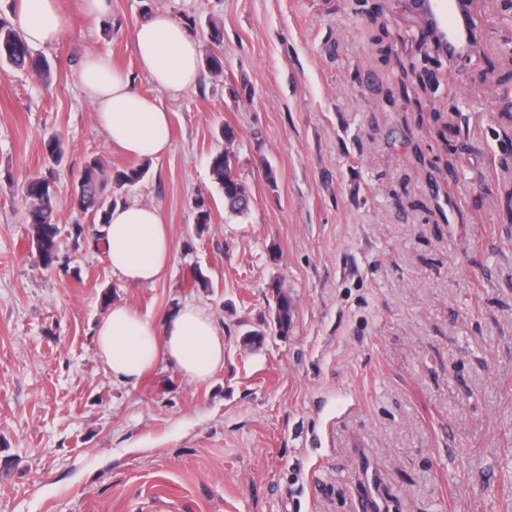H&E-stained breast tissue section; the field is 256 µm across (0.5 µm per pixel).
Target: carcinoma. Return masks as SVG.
I'll return each instance as SVG.
<instances>
[{
	"label": "carcinoma",
	"instance_id": "carcinoma-1",
	"mask_svg": "<svg viewBox=\"0 0 512 512\" xmlns=\"http://www.w3.org/2000/svg\"><path fill=\"white\" fill-rule=\"evenodd\" d=\"M0 64H7L18 70H32L40 75L49 72L47 60L32 57L30 47L23 40L18 28L0 22ZM45 160L49 164L47 174L27 179L23 185L26 202V223L30 227V246L39 253L42 265L51 267L58 259L60 248L58 224L54 220V195L42 192L44 184L53 180L54 168L61 165L66 152L63 138L51 134L43 140ZM231 158L233 155L224 149L212 154L210 171L224 198V208L234 214H243L249 209L250 197L242 181L232 178ZM147 173L143 167L119 170L108 179L103 178L104 170L96 158L88 160L81 175L74 182V190L81 192L80 210L90 212L99 223H107L109 211L115 200L106 193L110 184L122 188L142 180ZM275 331L279 335L288 333L292 322V301L288 295L276 291Z\"/></svg>",
	"mask_w": 512,
	"mask_h": 512
}]
</instances>
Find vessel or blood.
<instances>
[{
    "mask_svg": "<svg viewBox=\"0 0 512 512\" xmlns=\"http://www.w3.org/2000/svg\"><path fill=\"white\" fill-rule=\"evenodd\" d=\"M416 4L427 19L430 44L445 52L449 61H461L475 49L478 38L467 0H416Z\"/></svg>",
    "mask_w": 512,
    "mask_h": 512,
    "instance_id": "vessel-or-blood-1",
    "label": "vessel or blood"
}]
</instances>
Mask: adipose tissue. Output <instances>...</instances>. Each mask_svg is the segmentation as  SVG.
Masks as SVG:
<instances>
[{
	"label": "adipose tissue",
	"instance_id": "ef3b65f1",
	"mask_svg": "<svg viewBox=\"0 0 512 512\" xmlns=\"http://www.w3.org/2000/svg\"><path fill=\"white\" fill-rule=\"evenodd\" d=\"M17 22L31 46L55 44L68 20L59 0H20ZM137 62L163 91L178 93L198 82L197 41L170 13L146 15L132 35ZM78 78L96 107V120L113 151L158 159L170 149V116L157 100L137 91L130 75L109 56H84ZM102 233L113 275L134 284L162 280L172 259L171 243L159 209L139 202L117 203ZM97 354L113 379L137 383L157 363L173 366L184 378L202 384L224 366V338L205 306L184 303L161 320L113 305L96 329Z\"/></svg>",
	"mask_w": 512,
	"mask_h": 512
}]
</instances>
